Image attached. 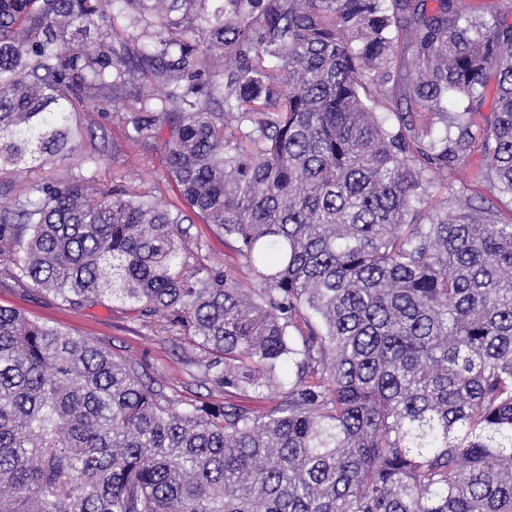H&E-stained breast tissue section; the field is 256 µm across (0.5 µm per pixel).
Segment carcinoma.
<instances>
[{
	"label": "carcinoma",
	"mask_w": 512,
	"mask_h": 512,
	"mask_svg": "<svg viewBox=\"0 0 512 512\" xmlns=\"http://www.w3.org/2000/svg\"><path fill=\"white\" fill-rule=\"evenodd\" d=\"M511 15L0 0V170L81 165L0 182V259L191 338L203 386L282 389L264 412L175 403L1 306L0 512H512ZM88 101L127 145L108 173L72 122ZM148 138L177 205L123 185ZM72 163V159L68 157H61L56 160L55 165L52 168H49V166H46L45 168L33 167L16 171V169L13 170L10 167L7 170L2 171V173L0 172V178L3 180L17 179L21 180L23 183L46 181L69 169ZM190 232L193 236L199 235L213 260L221 263H224V258L231 260L229 256H233V253L224 245V238L216 236L205 224H193Z\"/></svg>",
	"instance_id": "cac0c4a2"
}]
</instances>
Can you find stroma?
Returning a JSON list of instances; mask_svg holds the SVG:
<instances>
[{
    "label": "stroma",
    "mask_w": 512,
    "mask_h": 512,
    "mask_svg": "<svg viewBox=\"0 0 512 512\" xmlns=\"http://www.w3.org/2000/svg\"><path fill=\"white\" fill-rule=\"evenodd\" d=\"M0 306L21 310L65 334L90 339L115 357L135 361L140 372L160 379L164 394L178 401L203 396L214 403L228 402L263 412L279 397L275 391L224 393L195 385L185 365L186 359L201 355L193 342L165 330L161 322H142L131 308L107 299L74 309L28 280H13L0 273Z\"/></svg>",
    "instance_id": "obj_1"
}]
</instances>
